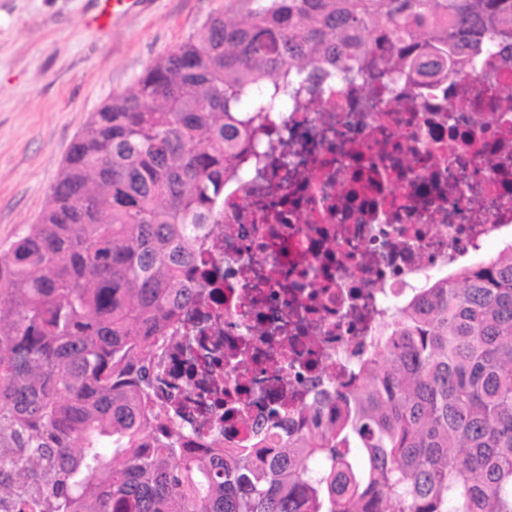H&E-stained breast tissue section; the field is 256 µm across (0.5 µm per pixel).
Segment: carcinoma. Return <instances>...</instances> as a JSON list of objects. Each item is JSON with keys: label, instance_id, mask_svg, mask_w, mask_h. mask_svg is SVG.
Segmentation results:
<instances>
[{"label": "carcinoma", "instance_id": "obj_1", "mask_svg": "<svg viewBox=\"0 0 512 512\" xmlns=\"http://www.w3.org/2000/svg\"><path fill=\"white\" fill-rule=\"evenodd\" d=\"M91 116L0 253V500L25 512H512V251L402 307L323 424L224 461L158 435L139 359L279 84L512 32V0H230Z\"/></svg>", "mask_w": 512, "mask_h": 512}]
</instances>
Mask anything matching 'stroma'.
I'll use <instances>...</instances> for the list:
<instances>
[{
	"label": "stroma",
	"instance_id": "obj_1",
	"mask_svg": "<svg viewBox=\"0 0 512 512\" xmlns=\"http://www.w3.org/2000/svg\"><path fill=\"white\" fill-rule=\"evenodd\" d=\"M227 0H137L103 28V0H0V252L37 223L73 141Z\"/></svg>",
	"mask_w": 512,
	"mask_h": 512
}]
</instances>
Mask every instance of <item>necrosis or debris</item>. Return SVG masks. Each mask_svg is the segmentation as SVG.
Here are the masks:
<instances>
[{
  "mask_svg": "<svg viewBox=\"0 0 512 512\" xmlns=\"http://www.w3.org/2000/svg\"><path fill=\"white\" fill-rule=\"evenodd\" d=\"M457 54L431 83L323 66L281 88L198 242L192 304L148 343L143 398L181 448L303 428L408 300L512 247V35Z\"/></svg>",
  "mask_w": 512,
  "mask_h": 512,
  "instance_id": "necrosis-or-debris-1",
  "label": "necrosis or debris"
}]
</instances>
